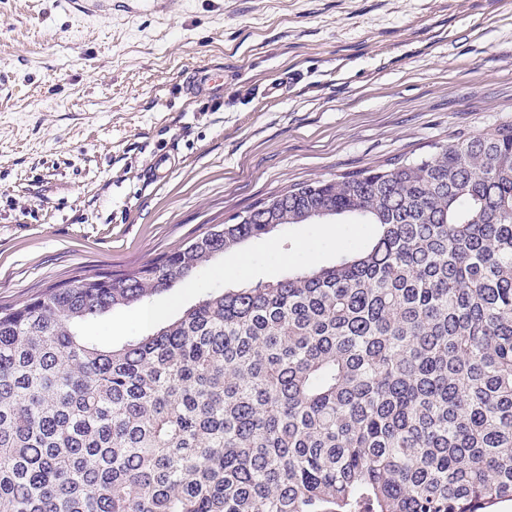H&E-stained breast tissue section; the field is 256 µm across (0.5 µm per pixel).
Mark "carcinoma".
I'll return each mask as SVG.
<instances>
[{
  "label": "carcinoma",
  "mask_w": 512,
  "mask_h": 512,
  "mask_svg": "<svg viewBox=\"0 0 512 512\" xmlns=\"http://www.w3.org/2000/svg\"><path fill=\"white\" fill-rule=\"evenodd\" d=\"M117 277L0 308V512H500L512 504V124L296 184ZM365 249L86 333L290 224Z\"/></svg>",
  "instance_id": "obj_1"
}]
</instances>
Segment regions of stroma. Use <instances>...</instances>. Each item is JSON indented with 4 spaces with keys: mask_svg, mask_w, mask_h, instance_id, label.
<instances>
[{
    "mask_svg": "<svg viewBox=\"0 0 512 512\" xmlns=\"http://www.w3.org/2000/svg\"><path fill=\"white\" fill-rule=\"evenodd\" d=\"M223 94L189 98L202 67ZM0 307L135 270L288 187L512 121V0H0ZM278 96L257 93L276 79ZM172 168L160 181L158 157ZM352 219L298 224L212 260L88 331L148 334L202 294L368 246ZM310 251H303V244Z\"/></svg>",
    "mask_w": 512,
    "mask_h": 512,
    "instance_id": "35a3bbf8",
    "label": "stroma"
}]
</instances>
